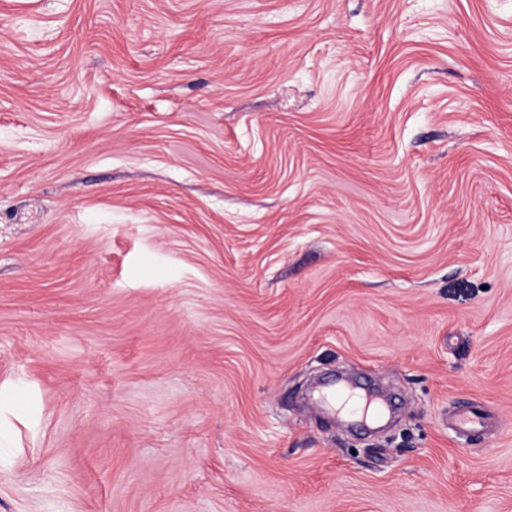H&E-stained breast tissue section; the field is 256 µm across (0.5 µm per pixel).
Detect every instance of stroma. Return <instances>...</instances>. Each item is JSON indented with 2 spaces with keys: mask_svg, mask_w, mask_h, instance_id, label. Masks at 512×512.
Instances as JSON below:
<instances>
[{
  "mask_svg": "<svg viewBox=\"0 0 512 512\" xmlns=\"http://www.w3.org/2000/svg\"><path fill=\"white\" fill-rule=\"evenodd\" d=\"M0 512H512V0H0Z\"/></svg>",
  "mask_w": 512,
  "mask_h": 512,
  "instance_id": "35a3bbf8",
  "label": "stroma"
}]
</instances>
